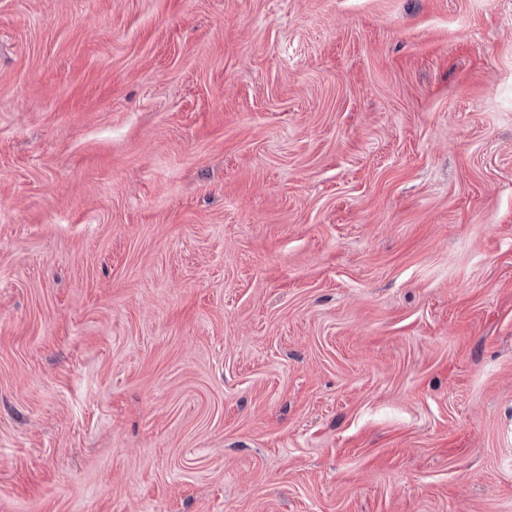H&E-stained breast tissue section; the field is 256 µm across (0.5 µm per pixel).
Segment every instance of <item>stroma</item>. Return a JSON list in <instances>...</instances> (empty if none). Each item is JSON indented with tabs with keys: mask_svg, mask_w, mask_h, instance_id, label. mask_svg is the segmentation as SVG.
I'll return each instance as SVG.
<instances>
[{
	"mask_svg": "<svg viewBox=\"0 0 512 512\" xmlns=\"http://www.w3.org/2000/svg\"><path fill=\"white\" fill-rule=\"evenodd\" d=\"M0 512H512V0H0Z\"/></svg>",
	"mask_w": 512,
	"mask_h": 512,
	"instance_id": "obj_1",
	"label": "stroma"
}]
</instances>
